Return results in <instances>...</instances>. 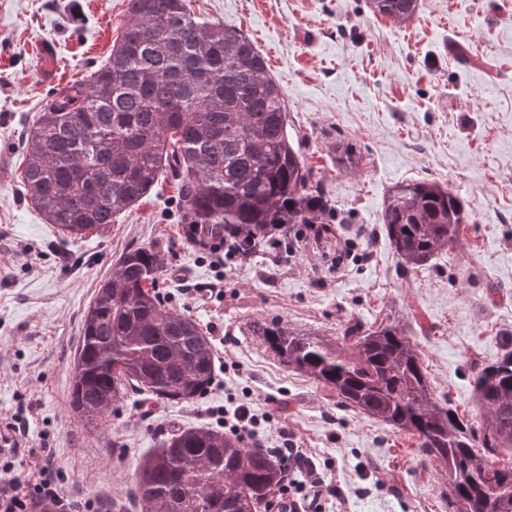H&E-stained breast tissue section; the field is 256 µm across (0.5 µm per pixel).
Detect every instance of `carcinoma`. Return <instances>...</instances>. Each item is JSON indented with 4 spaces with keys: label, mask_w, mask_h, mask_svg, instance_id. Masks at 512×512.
<instances>
[{
    "label": "carcinoma",
    "mask_w": 512,
    "mask_h": 512,
    "mask_svg": "<svg viewBox=\"0 0 512 512\" xmlns=\"http://www.w3.org/2000/svg\"><path fill=\"white\" fill-rule=\"evenodd\" d=\"M120 35L88 79L56 92L26 132L24 196L64 235L100 231L176 181L179 223L204 245L229 226L250 256L271 227L327 224L333 206L288 135L282 88L252 41L234 25H212L185 0H127ZM404 24L421 0H370ZM336 161L358 165L353 148ZM462 198L437 182L395 186L384 204L385 236L410 272L459 241ZM165 263L154 247L123 253L83 316L71 405L104 418L127 386L191 402L215 379V348L159 291ZM255 335L281 362L336 394L339 404L419 441L445 469L458 512H512V350L475 377L481 430L431 392L420 353L398 325L354 324L345 354L322 337L280 322ZM286 464L263 448L210 427L174 433L147 456L136 493L147 512H254L282 482Z\"/></svg>",
    "instance_id": "carcinoma-1"
}]
</instances>
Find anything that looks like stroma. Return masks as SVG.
Segmentation results:
<instances>
[{
    "mask_svg": "<svg viewBox=\"0 0 512 512\" xmlns=\"http://www.w3.org/2000/svg\"><path fill=\"white\" fill-rule=\"evenodd\" d=\"M211 24L241 29L288 106V134L335 210L328 232L298 224L250 258L186 241L176 188L158 184L100 234L60 236L23 194L25 133L56 87L109 55L126 0H0V423L23 427L12 460L50 449L61 492L144 512L136 469L174 431L220 430L250 403L248 447H278L286 427L329 487L360 488L348 512H453L440 466L416 438L337 404L255 336L277 320L341 343L345 329L400 324L438 399L482 422L475 374L512 348V0H423L400 24L369 0H186ZM58 47V81L40 76V41ZM360 158L349 172L336 144ZM437 182L468 213L459 243L404 272L382 232L389 190ZM165 254L159 291L216 350L215 380L189 403L128 388L108 417L71 407L83 315L119 256Z\"/></svg>",
    "mask_w": 512,
    "mask_h": 512,
    "instance_id": "obj_1",
    "label": "stroma"
}]
</instances>
